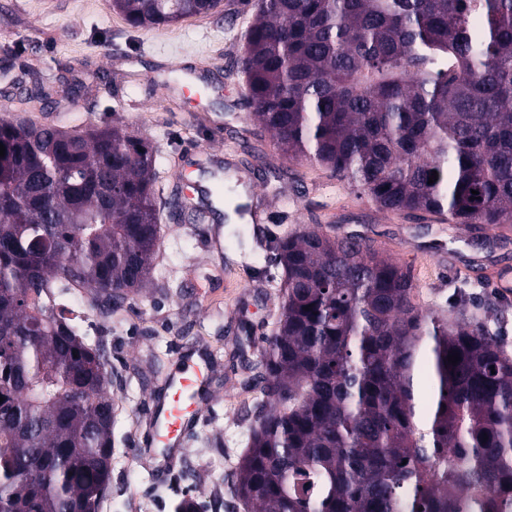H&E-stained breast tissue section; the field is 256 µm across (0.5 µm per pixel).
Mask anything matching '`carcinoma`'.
Returning <instances> with one entry per match:
<instances>
[{
	"mask_svg": "<svg viewBox=\"0 0 512 512\" xmlns=\"http://www.w3.org/2000/svg\"><path fill=\"white\" fill-rule=\"evenodd\" d=\"M220 2L112 8L139 28ZM241 4L249 117L277 150L383 211L487 240L512 224V0ZM0 144V512H99L111 377L68 302L110 316L151 282L155 150L33 121H1ZM274 261L280 315L249 382L267 402L233 473L244 512H512L500 331L463 297L452 320L420 309L410 272L359 235L303 227Z\"/></svg>",
	"mask_w": 512,
	"mask_h": 512,
	"instance_id": "1",
	"label": "carcinoma"
}]
</instances>
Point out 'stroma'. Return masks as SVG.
<instances>
[{
    "label": "stroma",
    "instance_id": "1",
    "mask_svg": "<svg viewBox=\"0 0 512 512\" xmlns=\"http://www.w3.org/2000/svg\"><path fill=\"white\" fill-rule=\"evenodd\" d=\"M248 21V13L220 11L136 28L112 0H0V120L122 126L157 152L162 233L152 284L117 316L89 311L83 324L106 346L115 399L112 477L99 512H173L183 499L206 512H239L232 473L264 402L246 385L247 365L279 316L275 244L299 226L362 235L410 271L423 309L451 318L460 297L470 296L472 312L499 322L512 345V296L479 271L493 257L512 288V224L489 253L463 225L380 211L330 170L288 161L248 117L239 68ZM33 76L45 100L18 93ZM65 85L73 89L67 99ZM203 166L229 169L248 190L255 218L239 241L215 214L193 224L175 208ZM186 350L212 361L208 404L176 463L145 461L152 407Z\"/></svg>",
    "mask_w": 512,
    "mask_h": 512
}]
</instances>
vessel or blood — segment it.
<instances>
[{
    "label": "vessel or blood",
    "instance_id": "1",
    "mask_svg": "<svg viewBox=\"0 0 512 512\" xmlns=\"http://www.w3.org/2000/svg\"><path fill=\"white\" fill-rule=\"evenodd\" d=\"M211 374L209 360L185 362L183 368L169 374L167 396L152 412L151 447L160 449L167 461H175L185 427L200 416L206 400L201 391Z\"/></svg>",
    "mask_w": 512,
    "mask_h": 512
}]
</instances>
